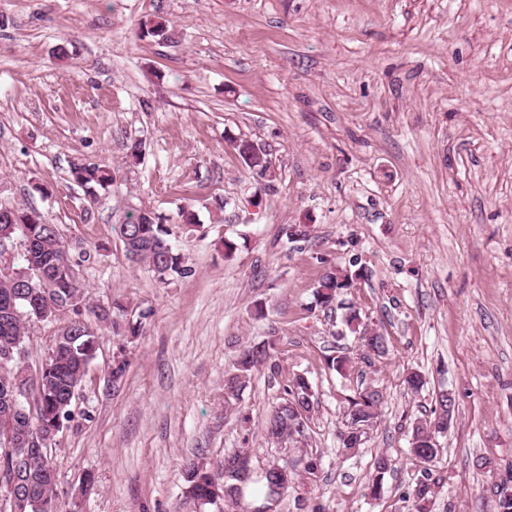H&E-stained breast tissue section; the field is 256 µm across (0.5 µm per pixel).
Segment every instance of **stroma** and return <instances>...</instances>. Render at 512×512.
<instances>
[{"instance_id": "obj_1", "label": "stroma", "mask_w": 512, "mask_h": 512, "mask_svg": "<svg viewBox=\"0 0 512 512\" xmlns=\"http://www.w3.org/2000/svg\"><path fill=\"white\" fill-rule=\"evenodd\" d=\"M149 20L167 32L141 33ZM241 138L266 149L269 178L245 167ZM77 161L117 174L95 204ZM0 205L57 225L91 302L141 324L129 343L102 325L51 444L56 493H81L77 512H196L185 461L238 448L254 479L227 512H253L262 473L310 454L317 475L278 512H405L412 426L443 390L456 412L427 512H496L512 478V0H0ZM143 209L190 276L163 284L127 258L117 226ZM353 262L342 305H317L325 269ZM351 308L386 354L346 331ZM267 338L274 368L225 401L240 352ZM339 350L343 373L326 364ZM411 370L426 378L416 392ZM298 376L314 393L304 444L271 442L263 424ZM365 387L379 418L346 458V398ZM382 452L394 470L374 498ZM392 459L385 453H381L373 461V475L369 480L366 489L370 496L376 497L383 491V482L385 475L392 469Z\"/></svg>"}]
</instances>
